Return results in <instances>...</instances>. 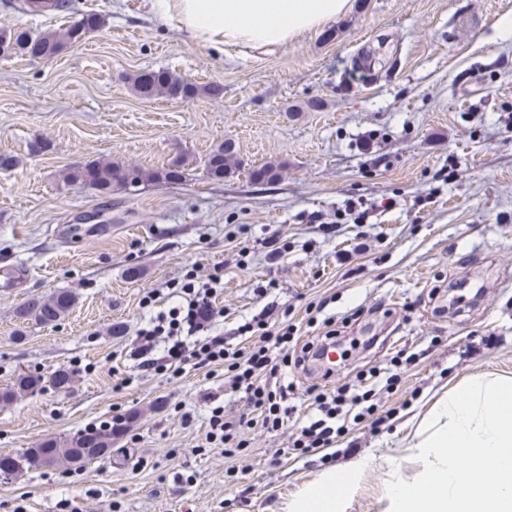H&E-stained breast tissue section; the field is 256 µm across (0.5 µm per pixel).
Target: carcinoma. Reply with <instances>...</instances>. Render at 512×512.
<instances>
[{
  "instance_id": "1",
  "label": "carcinoma",
  "mask_w": 512,
  "mask_h": 512,
  "mask_svg": "<svg viewBox=\"0 0 512 512\" xmlns=\"http://www.w3.org/2000/svg\"><path fill=\"white\" fill-rule=\"evenodd\" d=\"M101 26V18L95 13L80 21L49 34H33L26 29L3 30L0 44L10 48L15 56L34 58L50 57L76 45L89 32ZM135 91L143 97L163 96L171 100L190 101L204 93L212 97L222 94L219 85H198L166 69L141 72L133 79ZM186 162L174 160L158 168H145L139 165L118 161L98 162L68 168L65 178L71 184L88 186L104 197L116 192L126 193L132 188L151 183L180 182L185 179ZM242 162L237 157L235 146L224 142L211 150L205 160L208 177L215 180L228 178L241 169ZM284 164L269 162L249 170V178L257 184H272L279 180ZM73 305L72 294L58 291L48 298H33L17 309L22 321H33L41 325H56L69 313ZM61 389L72 382L71 373L59 369L46 378L35 371L23 372L9 386L0 389V404L12 403L20 394H37L45 383ZM120 431L107 426L86 429L72 437L48 438L36 447L27 449L20 455L0 457V473L15 477L25 470L55 467L69 464L82 467L112 453V445Z\"/></svg>"
}]
</instances>
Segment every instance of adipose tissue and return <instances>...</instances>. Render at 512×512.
<instances>
[{"label":"adipose tissue","instance_id":"obj_1","mask_svg":"<svg viewBox=\"0 0 512 512\" xmlns=\"http://www.w3.org/2000/svg\"><path fill=\"white\" fill-rule=\"evenodd\" d=\"M349 0H151L163 21L205 44L263 47L287 42L336 18ZM343 474L332 472L288 505L289 512H336V487Z\"/></svg>","mask_w":512,"mask_h":512}]
</instances>
